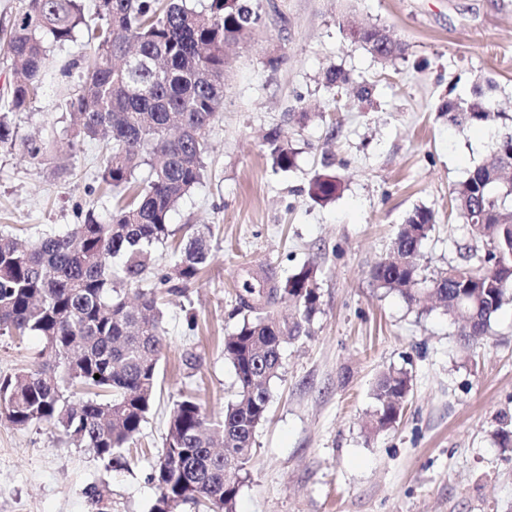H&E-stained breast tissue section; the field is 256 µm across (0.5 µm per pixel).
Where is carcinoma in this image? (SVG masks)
Instances as JSON below:
<instances>
[{"instance_id":"cac0c4a2","label":"carcinoma","mask_w":512,"mask_h":512,"mask_svg":"<svg viewBox=\"0 0 512 512\" xmlns=\"http://www.w3.org/2000/svg\"><path fill=\"white\" fill-rule=\"evenodd\" d=\"M262 24L254 0H206L201 8L196 0H95L91 10L85 0H21L4 42L14 79L3 94L0 144L21 143L32 160L46 155L43 140L18 138L15 117L39 95L51 48L74 43L85 31L86 51L59 68L65 79L79 71L65 106L77 137L112 142L100 179L127 196L105 215L91 210L65 234H47L28 247L0 234V335H39L53 358L41 371L0 378V415L12 424L52 422L79 446L121 463L157 387L164 350L158 301L197 279L209 251L206 236L189 233L170 270L153 284H144V275L156 262V246L173 235L171 211L203 178L205 134L224 108L228 50ZM355 42L384 64L406 52L378 25L360 28ZM326 83L338 90L354 84L364 101L372 95L371 85L354 83L340 69L327 71ZM496 98V83L479 76L466 96L444 101L441 112L455 126H495L505 118ZM264 145L273 168L295 166L297 152L285 132L270 131ZM493 155L452 191L453 208L474 241L462 262L419 287L421 246L434 229L432 213L419 208L399 228L394 256L372 270L378 286L409 305L433 296L449 318L464 319L473 343L512 301V128L498 134ZM342 189L338 175L322 172L307 194L325 205ZM123 285L135 287L136 301ZM319 289L312 264L277 288L243 283L237 293L243 321L224 337L236 398L220 418L205 415L191 398L176 404L151 474L159 491L153 512H178L188 502L204 512H235L270 384L280 378L283 345L308 333ZM279 294L293 305L283 320L269 310ZM75 386L85 391L77 403L65 395ZM409 388L402 369L380 376L367 434L402 418Z\"/></svg>"}]
</instances>
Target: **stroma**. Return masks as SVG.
<instances>
[{"label":"stroma","mask_w":512,"mask_h":512,"mask_svg":"<svg viewBox=\"0 0 512 512\" xmlns=\"http://www.w3.org/2000/svg\"><path fill=\"white\" fill-rule=\"evenodd\" d=\"M264 24L230 52L224 109L206 131L205 174L170 215L157 246L168 269L186 224L210 252L199 279L162 304L165 348L153 406L123 464L79 448L50 422L0 416V512H151L150 475L178 401L220 415L237 392L224 338L242 321L244 281H285L304 263L320 271V309L309 333L285 345L236 512H512V304L490 335L465 343L460 324L429 301L408 305L379 287L373 267L418 207L436 224L421 250L427 272L457 263L471 241L452 190L491 154L482 129L449 125L440 107L492 78L512 116V0H260ZM375 24L408 47L384 65L351 41L344 21ZM374 84L373 102H333L325 72ZM56 76L20 113L21 136L45 159L0 146V232L29 242L66 233L115 194L99 181L102 145L73 141ZM288 132L296 165L274 171L262 138ZM332 168L344 184L328 205L310 179ZM40 336L0 335V376L49 362ZM411 376L404 415L367 437L378 377ZM106 488L103 502L90 486Z\"/></svg>","instance_id":"stroma-1"}]
</instances>
